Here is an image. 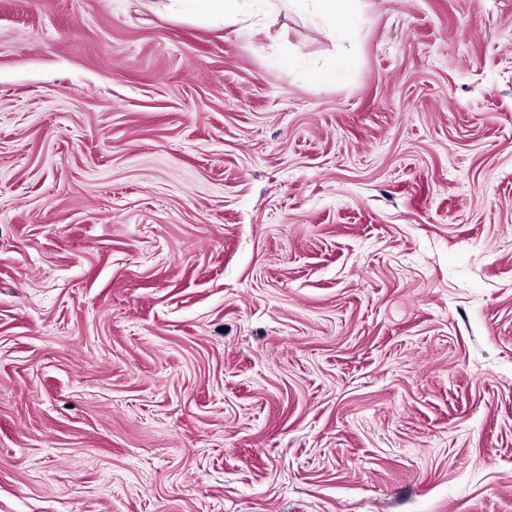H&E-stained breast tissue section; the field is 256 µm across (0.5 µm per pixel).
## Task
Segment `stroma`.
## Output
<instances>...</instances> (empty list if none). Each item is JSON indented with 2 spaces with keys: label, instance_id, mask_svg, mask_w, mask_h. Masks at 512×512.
<instances>
[{
  "label": "stroma",
  "instance_id": "stroma-1",
  "mask_svg": "<svg viewBox=\"0 0 512 512\" xmlns=\"http://www.w3.org/2000/svg\"><path fill=\"white\" fill-rule=\"evenodd\" d=\"M0 512H512V0H0ZM199 3V12L207 20L236 23L243 16H266L270 0H191ZM288 7L319 17L331 32L342 31L357 9L358 0H282Z\"/></svg>",
  "mask_w": 512,
  "mask_h": 512
}]
</instances>
